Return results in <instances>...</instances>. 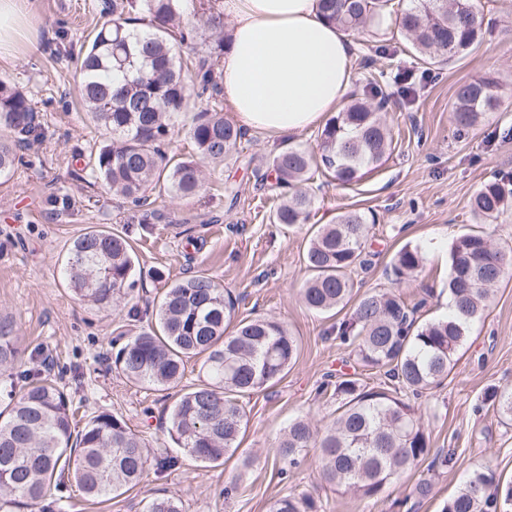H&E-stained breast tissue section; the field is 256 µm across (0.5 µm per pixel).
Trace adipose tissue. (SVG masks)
<instances>
[{"mask_svg":"<svg viewBox=\"0 0 512 512\" xmlns=\"http://www.w3.org/2000/svg\"><path fill=\"white\" fill-rule=\"evenodd\" d=\"M231 21L219 71L240 126L292 135L339 111L356 47L318 0H223Z\"/></svg>","mask_w":512,"mask_h":512,"instance_id":"1","label":"adipose tissue"}]
</instances>
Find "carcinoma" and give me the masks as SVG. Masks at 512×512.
Wrapping results in <instances>:
<instances>
[{
	"instance_id": "carcinoma-1",
	"label": "carcinoma",
	"mask_w": 512,
	"mask_h": 512,
	"mask_svg": "<svg viewBox=\"0 0 512 512\" xmlns=\"http://www.w3.org/2000/svg\"><path fill=\"white\" fill-rule=\"evenodd\" d=\"M112 0V19L99 28L76 68L83 109L101 130L105 144L92 165L104 189L130 201L144 227L166 216L153 208L151 188L179 199L204 189L202 164L226 160L241 145L243 128L224 118L223 110L197 108L195 99L221 94L220 52L224 50V13L215 0ZM389 0H320L324 17L347 33L378 30ZM203 19L216 35L209 52L183 57L193 47L195 20ZM414 50L429 65L447 63L472 51L481 39L477 0H421L396 16ZM370 94H353L330 118L315 148L286 146L258 174L260 185L281 196L270 215L273 224L292 227L309 218L315 196L308 187L312 170L350 186L363 170L378 168L392 153V130L380 112L377 81ZM489 78L461 83L452 112L457 126L468 128L497 107ZM36 108L28 95L0 80V174L15 160L16 143L36 137ZM185 135L196 155L171 163L162 146ZM508 207L504 185L487 182L472 198L479 222L499 218ZM374 214L344 211L317 228L304 261L311 272L300 289L305 306L317 312L345 307L352 298V272L367 263L366 242ZM418 247L404 246L393 258L397 280L422 265ZM512 273V248L497 247L482 231L457 237L448 265V316L419 323L414 314L425 304L409 306L391 292L365 293L351 317L336 324V336L354 347L362 367L337 376L332 395L338 406L332 422L318 429L305 419L288 425L276 455L295 466L309 448L318 452L321 477L359 499L384 488L430 460L438 474L454 464L455 449L432 452L420 417L405 400L448 378L471 323L488 308L490 290ZM69 288L101 310H112L134 295L139 279L133 247L119 231L93 229L78 236L64 262ZM235 301L204 274L172 281L155 310V326L122 332L114 367L133 384L164 391L179 389L169 410L167 432L177 447L201 463H218L234 454L248 424L239 398L277 380L298 356L294 336L265 317L240 320L228 330ZM19 337L0 325V381L9 398L0 415V512H66L60 498L47 496L52 484L68 478L90 501L109 498L138 485L149 460L145 439L126 422L99 413L78 426L79 407L51 374L33 367L14 375ZM201 359L202 379L184 388L185 366ZM382 381L371 384V380ZM485 400L512 419V390H494ZM432 478H421L410 495L395 503L424 500ZM512 503V483H498L492 473L474 471L441 512H503ZM306 495L276 499L271 512H314ZM146 512H182L173 496L151 500Z\"/></svg>"
}]
</instances>
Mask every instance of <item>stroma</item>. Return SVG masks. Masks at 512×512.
I'll list each match as a JSON object with an SVG mask.
<instances>
[{"instance_id":"obj_1","label":"stroma","mask_w":512,"mask_h":512,"mask_svg":"<svg viewBox=\"0 0 512 512\" xmlns=\"http://www.w3.org/2000/svg\"><path fill=\"white\" fill-rule=\"evenodd\" d=\"M111 6L112 0H30L21 36L0 57V79L31 97L41 123L38 139L17 149L14 168L0 177V323L20 336L19 369L50 360L67 395L84 398L87 415L109 412L124 419L147 439L152 459L138 486L108 502L84 501L71 482L56 488L55 496L66 497L68 512H146L148 502L164 494L178 498L184 512H269L274 500L288 494L310 496L317 512H396L394 501L411 492L419 471L360 500L322 480L316 450L289 470L274 457L293 419L320 428L335 417L336 403L319 395V385L326 373L355 362L333 330L351 307L318 314L299 297L308 276L303 255L313 227L331 223L338 212L374 213L366 244L371 264L353 273L355 291L400 294L421 303V319L428 322L448 312L447 262L457 236L479 228L495 245H512V210L482 225L470 211V199L484 183L512 180V0H481L480 44L430 71L397 27L354 35L350 90L362 93L368 80L378 79L389 97L385 118L394 150L347 188L315 174L310 217L290 229L269 222L278 201L258 185L255 173L285 143L315 147L316 127L288 139L247 131L239 158L206 165L202 194L156 197L166 220L149 230L139 224L135 207L103 190L89 164L102 139L81 110L74 74L78 58L111 19ZM394 69L413 74L415 95L402 96L387 76ZM477 77L496 81L499 103L461 130L451 112L454 93ZM93 227L130 238L143 280L137 320L75 299L62 279L73 240ZM406 245L421 248L425 261L398 283L391 263ZM199 273L235 298L236 318L277 320L299 343L298 358L281 379L241 397L246 434L239 453L217 466L181 455L170 441L167 409L174 391L131 384L113 368V338L153 323L152 301L165 282ZM494 388H512V278L496 286L490 308L470 325L448 379L413 401L431 448L457 451L455 464L436 475L432 495L415 512H440L476 469L512 481V424L502 423L484 400ZM166 456L177 457V464L158 468L157 459Z\"/></svg>"}]
</instances>
